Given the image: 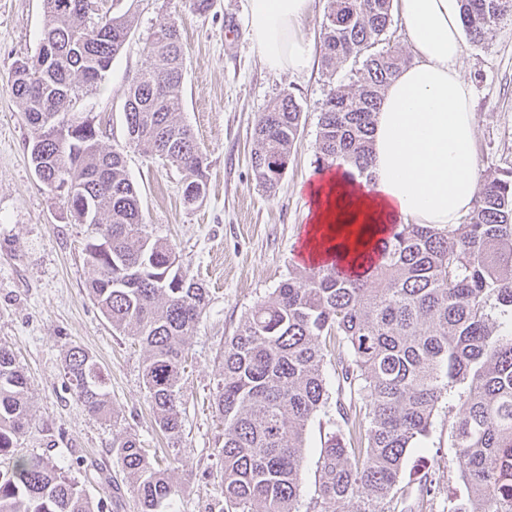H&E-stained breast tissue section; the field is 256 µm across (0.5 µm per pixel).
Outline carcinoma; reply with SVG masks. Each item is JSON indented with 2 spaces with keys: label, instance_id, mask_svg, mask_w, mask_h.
Wrapping results in <instances>:
<instances>
[{
  "label": "carcinoma",
  "instance_id": "carcinoma-1",
  "mask_svg": "<svg viewBox=\"0 0 512 512\" xmlns=\"http://www.w3.org/2000/svg\"><path fill=\"white\" fill-rule=\"evenodd\" d=\"M322 63L346 62L349 83L331 90L318 118V167L373 179L371 133L382 92L407 59L390 45L393 0H326ZM470 43L512 18V0H459ZM36 52L14 62L8 83L32 129L30 162L42 164L77 224L92 226L85 259L90 292L112 328L148 352L143 380L154 418L179 461L180 382L207 292L180 256L145 232L124 155L89 121L70 124L96 92L131 32L126 14H97L89 0H44ZM185 49L176 23L160 26L124 106L128 144L185 173L184 203L207 193L203 153L179 119ZM288 90L254 126L251 167L274 191L302 125ZM336 372V432L316 464L314 512H384L408 449L428 436L438 403L454 396L449 432L465 494L448 512H512V169L486 181L457 224H396L376 260L352 275L336 262L292 271L224 342L215 412L222 496L210 512H300L304 431L329 405L325 367ZM64 376L87 412L111 411L95 356L74 346ZM29 379L0 343V512H93L87 494L57 466L17 457L29 424ZM140 512H175L179 496L133 435L118 444Z\"/></svg>",
  "mask_w": 512,
  "mask_h": 512
}]
</instances>
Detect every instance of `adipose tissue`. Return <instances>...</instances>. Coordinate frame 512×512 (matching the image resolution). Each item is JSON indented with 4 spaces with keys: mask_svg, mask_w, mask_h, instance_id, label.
Returning <instances> with one entry per match:
<instances>
[{
    "mask_svg": "<svg viewBox=\"0 0 512 512\" xmlns=\"http://www.w3.org/2000/svg\"><path fill=\"white\" fill-rule=\"evenodd\" d=\"M415 58L392 78L373 133L374 180L318 171L306 191L304 246L311 263L336 243L370 250L392 224L457 223L474 202L477 163L470 85L458 70L464 40L456 0H394ZM311 0H250L248 35L269 71L299 73L310 60L303 21Z\"/></svg>",
    "mask_w": 512,
    "mask_h": 512,
    "instance_id": "adipose-tissue-1",
    "label": "adipose tissue"
}]
</instances>
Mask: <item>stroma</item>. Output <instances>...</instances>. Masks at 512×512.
Masks as SVG:
<instances>
[{
  "label": "stroma",
  "instance_id": "stroma-1",
  "mask_svg": "<svg viewBox=\"0 0 512 512\" xmlns=\"http://www.w3.org/2000/svg\"><path fill=\"white\" fill-rule=\"evenodd\" d=\"M325 6L326 0H313L303 22L312 40L309 68L273 74L262 68L246 37L249 0H214L204 15L192 13L184 0H103L104 9L128 14L131 34L101 90L84 96L77 108L93 119L104 146L124 151L147 235L170 244L189 276L209 292L181 381L186 447L182 463L170 471L180 489L177 512H208L221 495L223 430L213 397L224 340L287 278L307 225L310 200L302 186L316 171L320 107L349 74L322 64ZM43 21V0H0V343L10 346L30 381V424L15 453L63 466L103 512H140L116 445L132 434L150 460L161 461L168 452L143 381L146 352L133 338L114 333L91 299L87 286L95 272L83 254L91 229L74 223L59 192L36 177L29 160L32 132L8 84L14 61L35 53ZM170 22L178 24L186 46L180 118L194 132L207 165V195L192 207L182 200L180 170L126 145L128 90L143 69L148 38ZM458 67L472 85L480 176L512 168V21L484 44L466 45ZM286 89L300 103L305 124L277 190L270 192L251 170L252 133L258 115ZM74 346L95 355L112 399L111 417L88 414L70 390L63 363ZM456 412L454 401L440 403L427 438L408 452L387 512H448L449 499L463 493L456 451L448 445ZM335 430L332 410L317 414L306 428L303 510L315 496L316 462ZM425 473L438 480L426 502L418 491Z\"/></svg>",
  "mask_w": 512,
  "mask_h": 512
}]
</instances>
